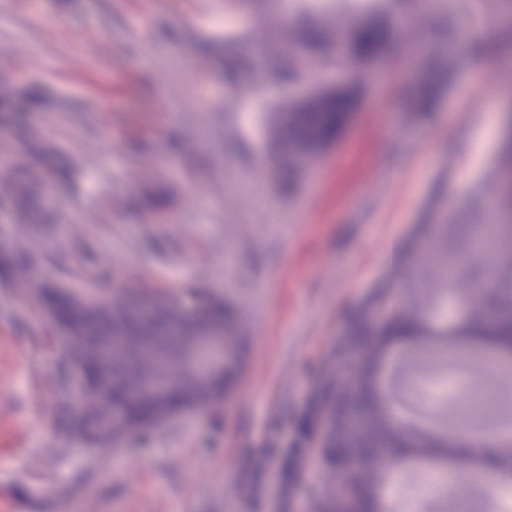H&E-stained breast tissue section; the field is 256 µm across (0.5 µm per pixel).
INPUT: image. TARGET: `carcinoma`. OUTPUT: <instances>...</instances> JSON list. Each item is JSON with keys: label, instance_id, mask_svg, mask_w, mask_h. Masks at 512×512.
Returning a JSON list of instances; mask_svg holds the SVG:
<instances>
[{"label": "carcinoma", "instance_id": "obj_1", "mask_svg": "<svg viewBox=\"0 0 512 512\" xmlns=\"http://www.w3.org/2000/svg\"><path fill=\"white\" fill-rule=\"evenodd\" d=\"M301 26L294 54L288 67L278 74V83L294 84L308 80L328 68H346L348 77L336 88L303 104H283L275 112L271 142L277 153L278 170L284 175L279 193L292 191L299 176L294 159L301 153L317 156L339 140L351 115L365 96L366 76L376 71L387 50L401 34L402 24L428 6L441 15L447 34L456 23L464 22L477 31L485 20L488 0H284ZM500 5L498 51L506 64H512V0H497ZM351 15L356 22L336 26L338 40L329 36L323 18ZM466 55H448L445 66L431 62L422 53L415 54L411 108L421 116L434 111L449 90L455 72ZM243 59L224 57V83L234 88ZM41 104L34 91L0 93V110L15 117L22 152L30 158L23 167V181L0 178V209L11 212L13 223L9 240L23 239L41 217L23 206L22 201L48 176L46 155L50 148L39 141L18 116ZM497 176L502 183L500 195L490 203L476 190L463 211L482 216L486 208L496 215L493 224L467 223L470 235L461 254L448 251L439 261L448 281L471 279L479 286L477 296L467 298L474 306L471 326L482 327L497 336L512 339V316L503 319L500 312L512 304V158L506 157ZM0 275L6 284L26 290L28 308L43 314L57 331L56 391L67 408H72L69 366L81 364L88 379L80 412L75 416V434L84 444L109 448L150 428L159 420H170L184 411L203 410L220 402L227 380L240 365L246 342V329L239 312L224 301V292L207 290V298L195 316L184 317L179 310L176 290H155L145 286L125 288L122 300L107 306L85 303L84 297L51 278L30 274L25 253H6L0 259ZM224 331V349L230 360L217 374L203 375L193 359L209 345V336ZM440 332L430 315L407 316L394 312L374 326L361 321L354 325L350 346L356 349L361 366L350 385L340 382L344 364L324 370L314 407L306 419L310 438L316 442L313 455L322 475L315 477L307 491L309 512H337L342 500L355 501L366 512H382L375 492L387 478L379 464L406 457L413 451L432 459L444 451V444L429 435L413 450L396 436L384 400L371 389L367 370L375 354L392 336H410L417 350H424L422 336ZM108 366L112 376L101 368ZM490 389L512 398V381L500 378L489 367L484 376ZM173 381L170 393L154 397L146 393L149 382ZM124 407L128 411L125 427L114 429L105 422L104 406ZM497 467L512 474V443L505 442L495 451Z\"/></svg>", "mask_w": 512, "mask_h": 512}]
</instances>
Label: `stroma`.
Listing matches in <instances>:
<instances>
[{
	"mask_svg": "<svg viewBox=\"0 0 512 512\" xmlns=\"http://www.w3.org/2000/svg\"><path fill=\"white\" fill-rule=\"evenodd\" d=\"M269 10L264 0H0V88L43 92L46 107L24 123L74 170L39 196L57 233L20 243L34 274L53 269L84 295L105 265L124 285L219 288L249 336L222 402L148 440L86 449L54 392L51 328L14 318L22 300L0 285V512H306L312 472L288 477L282 464L310 445L298 422L322 368L413 235L463 247L465 233L423 221L447 213L449 187L497 196L502 145L480 137L482 93L512 90V66L493 49L495 11L486 51L425 122L408 110L402 75L414 46L438 54L444 43L435 14L406 27L385 79L281 199L271 69L298 21L270 25ZM228 19L258 52L230 91L216 60ZM444 286L411 264L391 304H422Z\"/></svg>",
	"mask_w": 512,
	"mask_h": 512,
	"instance_id": "obj_1",
	"label": "stroma"
}]
</instances>
